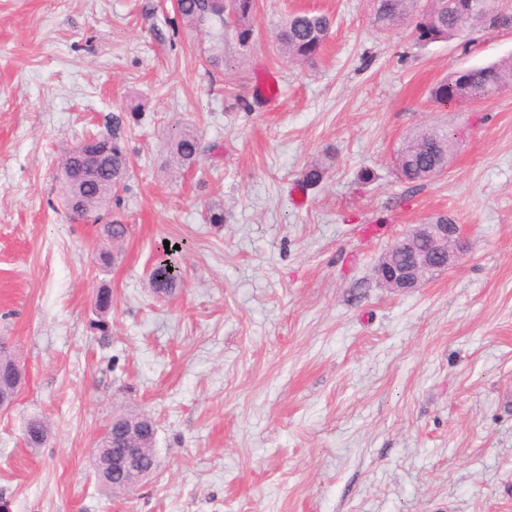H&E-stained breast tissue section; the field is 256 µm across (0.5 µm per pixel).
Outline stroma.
I'll list each match as a JSON object with an SVG mask.
<instances>
[{
    "label": "stroma",
    "mask_w": 512,
    "mask_h": 512,
    "mask_svg": "<svg viewBox=\"0 0 512 512\" xmlns=\"http://www.w3.org/2000/svg\"><path fill=\"white\" fill-rule=\"evenodd\" d=\"M432 4L382 30L373 0H256L251 46L225 42L210 73L203 34L172 37V0H0V337L24 371L0 415V512H512V90L429 97L512 57V25L424 45L411 19ZM298 11L332 21L312 66L275 46ZM268 76L278 94L255 104ZM121 112L116 247L67 219L57 176ZM177 122L204 147L182 174L165 164ZM426 127L456 149L403 182L395 153ZM443 214L467 253L411 292L382 287L380 256ZM168 242L183 285L160 297ZM124 412L155 419L158 467L114 498L94 460ZM35 416L49 432L32 449Z\"/></svg>",
    "instance_id": "35a3bbf8"
}]
</instances>
